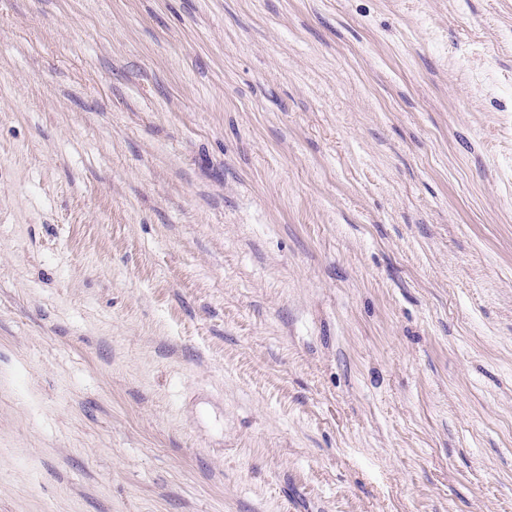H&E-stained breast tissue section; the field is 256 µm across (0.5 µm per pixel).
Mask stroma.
Here are the masks:
<instances>
[{"instance_id": "stroma-1", "label": "stroma", "mask_w": 512, "mask_h": 512, "mask_svg": "<svg viewBox=\"0 0 512 512\" xmlns=\"http://www.w3.org/2000/svg\"><path fill=\"white\" fill-rule=\"evenodd\" d=\"M0 512H512V0H0Z\"/></svg>"}]
</instances>
